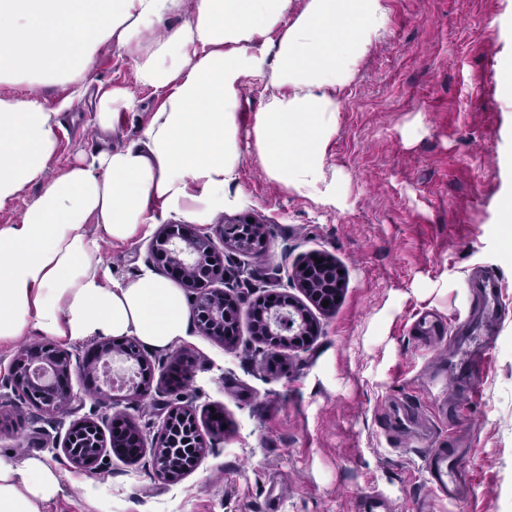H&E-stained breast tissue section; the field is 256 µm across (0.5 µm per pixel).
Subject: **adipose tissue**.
Masks as SVG:
<instances>
[{"label":"adipose tissue","mask_w":512,"mask_h":512,"mask_svg":"<svg viewBox=\"0 0 512 512\" xmlns=\"http://www.w3.org/2000/svg\"><path fill=\"white\" fill-rule=\"evenodd\" d=\"M179 24L167 28V17ZM389 23L388 0H0V84L27 80L94 93L110 135L133 88H90L100 44L133 57L135 86L160 96L136 140L50 173L59 109L0 96V209L40 194L0 225V346L31 334L79 342L135 338L158 351L190 334L181 288L153 268L114 278L102 244L127 245L179 219L208 224L245 206L251 155L276 185L332 207L345 183L326 166L336 92ZM263 88L248 144L245 87ZM63 490L45 457L0 459V512H45Z\"/></svg>","instance_id":"1"}]
</instances>
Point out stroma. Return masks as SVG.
<instances>
[{
  "instance_id": "1",
  "label": "stroma",
  "mask_w": 512,
  "mask_h": 512,
  "mask_svg": "<svg viewBox=\"0 0 512 512\" xmlns=\"http://www.w3.org/2000/svg\"><path fill=\"white\" fill-rule=\"evenodd\" d=\"M386 35L338 93L326 164L346 180L347 201L324 207L268 180L245 156L249 203L263 225L262 254L236 252L241 270L214 287L246 296L237 339L226 346L191 331L174 350H149L146 395L111 407L80 370L76 394L48 416L14 391L0 348V457L40 454L65 475L47 512H100L62 451L72 422L110 431L122 411L154 439L171 408L192 405L211 449L172 483L151 454L130 461L104 449L93 477L112 512H512V234L499 222L512 197V101L500 66L512 59V0H389ZM94 83L133 86V61L100 46ZM113 145L135 140L159 97L140 89ZM51 163L58 169L103 143L92 97L73 100ZM331 257L343 287L318 333L300 349L256 340L249 300L295 293L289 276L309 255ZM500 289L494 318L482 312V274ZM192 378L175 390V355ZM225 429L211 434L212 409ZM456 439L458 498L433 494L429 449Z\"/></svg>"
}]
</instances>
